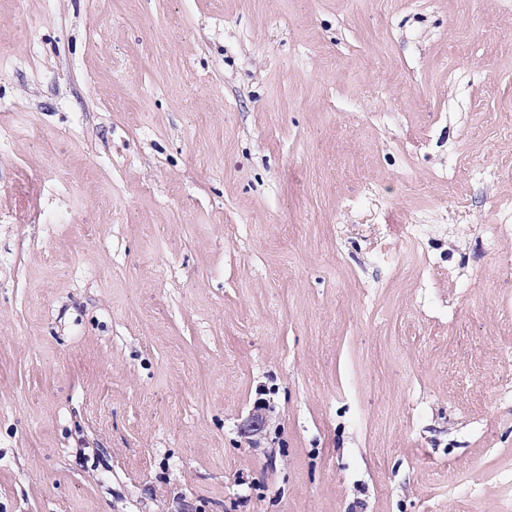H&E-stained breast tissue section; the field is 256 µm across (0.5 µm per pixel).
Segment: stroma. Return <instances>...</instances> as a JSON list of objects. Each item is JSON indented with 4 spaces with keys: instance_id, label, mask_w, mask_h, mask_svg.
Here are the masks:
<instances>
[{
    "instance_id": "1",
    "label": "stroma",
    "mask_w": 512,
    "mask_h": 512,
    "mask_svg": "<svg viewBox=\"0 0 512 512\" xmlns=\"http://www.w3.org/2000/svg\"><path fill=\"white\" fill-rule=\"evenodd\" d=\"M510 118L512 0H0V512H512Z\"/></svg>"
}]
</instances>
